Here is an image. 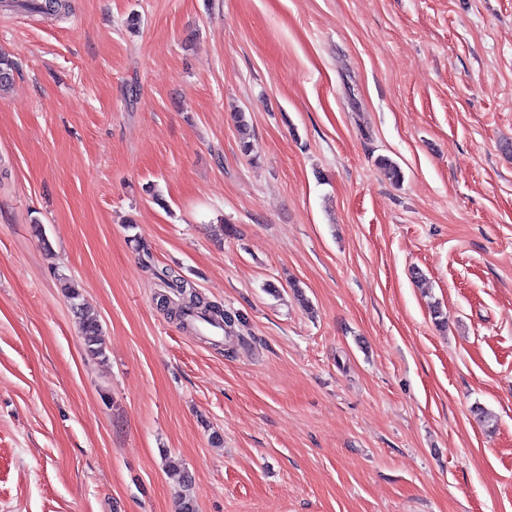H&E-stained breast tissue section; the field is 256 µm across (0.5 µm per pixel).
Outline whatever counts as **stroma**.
I'll list each match as a JSON object with an SVG mask.
<instances>
[{
  "instance_id": "35a3bbf8",
  "label": "stroma",
  "mask_w": 512,
  "mask_h": 512,
  "mask_svg": "<svg viewBox=\"0 0 512 512\" xmlns=\"http://www.w3.org/2000/svg\"><path fill=\"white\" fill-rule=\"evenodd\" d=\"M20 2L0 512H512V0ZM62 288L66 297L70 300L72 308L81 315L82 338L86 353L91 358L104 355L103 331L98 320L89 314V306L82 294L67 278L62 277ZM172 313L188 325H192L194 320L207 321L220 327L231 326L234 322V318L229 312L221 309L218 305L204 302L196 295L191 296Z\"/></svg>"
}]
</instances>
